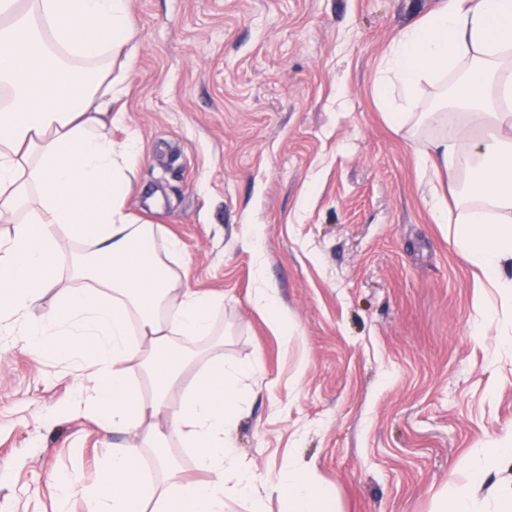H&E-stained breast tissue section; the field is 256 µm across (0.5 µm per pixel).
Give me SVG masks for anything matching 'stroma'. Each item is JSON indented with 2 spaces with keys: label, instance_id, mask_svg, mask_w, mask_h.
Returning a JSON list of instances; mask_svg holds the SVG:
<instances>
[{
  "label": "stroma",
  "instance_id": "stroma-1",
  "mask_svg": "<svg viewBox=\"0 0 512 512\" xmlns=\"http://www.w3.org/2000/svg\"><path fill=\"white\" fill-rule=\"evenodd\" d=\"M443 0H129L135 58L115 144L126 210L178 239L248 397L231 444L275 481L294 463L333 512H433L471 448L512 427V343L471 317L474 268L431 211L386 70ZM267 284L291 336L255 303ZM96 379L77 355L0 348V512H87L113 449L62 408ZM80 489L59 502L55 479Z\"/></svg>",
  "mask_w": 512,
  "mask_h": 512
}]
</instances>
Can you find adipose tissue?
Wrapping results in <instances>:
<instances>
[{"label":"adipose tissue","instance_id":"obj_1","mask_svg":"<svg viewBox=\"0 0 512 512\" xmlns=\"http://www.w3.org/2000/svg\"><path fill=\"white\" fill-rule=\"evenodd\" d=\"M129 0H0V333L25 346L87 357L99 380L78 389L75 410L95 409L106 432L139 429L166 408L193 363L178 336L214 333L215 299L181 285L170 262L174 241L155 247L158 230L125 210L136 178L134 139L114 146L107 130L134 56ZM389 69L399 85L390 121L434 128L418 151L434 175L455 176L469 163L472 183L454 193L456 247L488 285L512 299V0H444L408 28ZM451 95L449 111H417L422 86ZM72 243L76 252L63 251ZM70 287H62V280ZM55 306L30 319L45 290ZM153 358L151 399L131 389L126 367ZM244 370L219 349L207 354L201 383L185 392L165 428L148 443L167 476L144 484L134 461L141 448L113 451L104 476L83 487L89 512H225L227 501L264 512V498L283 497L288 512H328V490L294 468L261 483L229 436L247 391ZM196 449L203 480L170 471L169 440ZM435 512H512V429L475 446L466 478Z\"/></svg>","mask_w":512,"mask_h":512}]
</instances>
